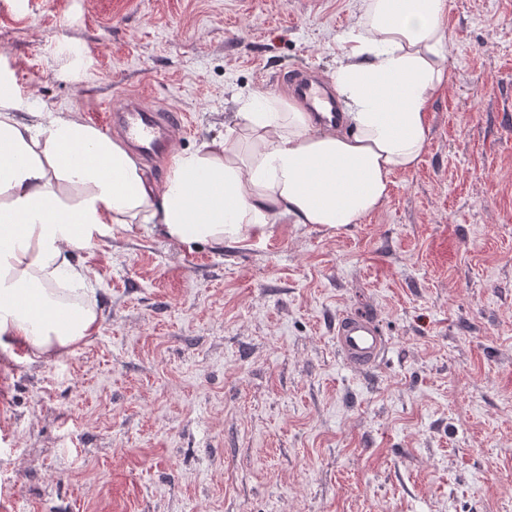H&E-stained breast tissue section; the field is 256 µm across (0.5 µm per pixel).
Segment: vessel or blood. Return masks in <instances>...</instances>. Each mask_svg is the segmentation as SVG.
<instances>
[{"label":"vessel or blood","instance_id":"b4317fda","mask_svg":"<svg viewBox=\"0 0 512 512\" xmlns=\"http://www.w3.org/2000/svg\"><path fill=\"white\" fill-rule=\"evenodd\" d=\"M309 111L339 119L340 106L326 80L313 71L297 72L282 78ZM185 114L153 109L141 95L126 94L122 104L108 111L105 125L124 138L145 160L153 161L170 152L172 134L185 128ZM336 349L351 369L372 366L385 353L387 339L375 318L365 312H345L338 316L334 330Z\"/></svg>","mask_w":512,"mask_h":512}]
</instances>
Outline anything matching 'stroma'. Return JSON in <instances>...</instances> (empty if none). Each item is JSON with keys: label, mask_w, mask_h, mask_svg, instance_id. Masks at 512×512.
I'll use <instances>...</instances> for the list:
<instances>
[{"label": "stroma", "mask_w": 512, "mask_h": 512, "mask_svg": "<svg viewBox=\"0 0 512 512\" xmlns=\"http://www.w3.org/2000/svg\"><path fill=\"white\" fill-rule=\"evenodd\" d=\"M358 0H0V76L103 126L132 90L187 114L330 77ZM427 150L339 229L215 247L140 230L74 254L100 328L33 361L0 338V512H512V0H448ZM383 359L347 368L336 317ZM336 349L351 369L372 366L385 353L387 339L375 318L366 312H345L336 319Z\"/></svg>", "instance_id": "obj_1"}]
</instances>
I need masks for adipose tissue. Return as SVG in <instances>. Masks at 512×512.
<instances>
[{"mask_svg":"<svg viewBox=\"0 0 512 512\" xmlns=\"http://www.w3.org/2000/svg\"><path fill=\"white\" fill-rule=\"evenodd\" d=\"M338 40L337 126L282 98L241 100L224 137L172 156L154 183L92 125L0 92V336L49 361L99 329L74 250L138 228L181 242H239L280 224H357L428 144L448 81V0H360Z\"/></svg>","mask_w":512,"mask_h":512,"instance_id":"ef3b65f1","label":"adipose tissue"}]
</instances>
